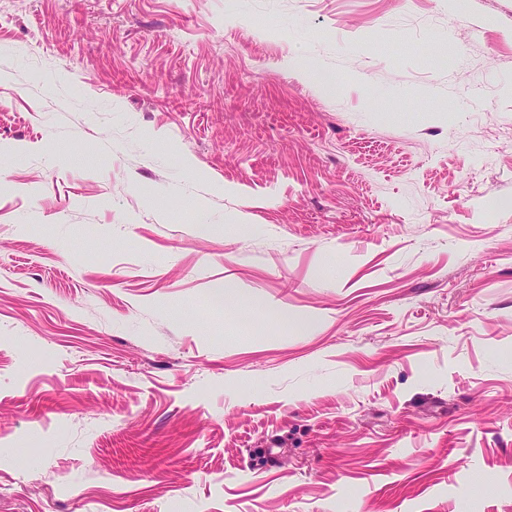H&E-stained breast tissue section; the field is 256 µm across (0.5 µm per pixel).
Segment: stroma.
<instances>
[{
  "instance_id": "obj_1",
  "label": "stroma",
  "mask_w": 512,
  "mask_h": 512,
  "mask_svg": "<svg viewBox=\"0 0 512 512\" xmlns=\"http://www.w3.org/2000/svg\"><path fill=\"white\" fill-rule=\"evenodd\" d=\"M0 512H512V0H0Z\"/></svg>"
}]
</instances>
